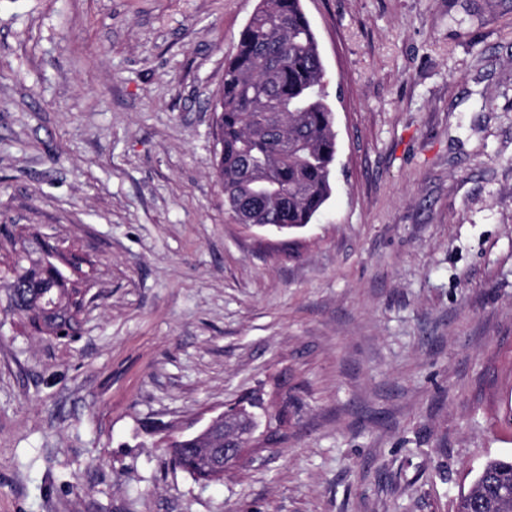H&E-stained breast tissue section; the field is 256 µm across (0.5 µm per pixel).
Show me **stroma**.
<instances>
[{"label": "stroma", "instance_id": "1", "mask_svg": "<svg viewBox=\"0 0 512 512\" xmlns=\"http://www.w3.org/2000/svg\"><path fill=\"white\" fill-rule=\"evenodd\" d=\"M259 0H0V512H453L512 377V0H302L333 192L293 242L215 176ZM78 255L72 340L2 315L19 235ZM285 378L218 481L160 441Z\"/></svg>", "mask_w": 512, "mask_h": 512}]
</instances>
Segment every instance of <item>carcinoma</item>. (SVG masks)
Instances as JSON below:
<instances>
[{"instance_id": "1", "label": "carcinoma", "mask_w": 512, "mask_h": 512, "mask_svg": "<svg viewBox=\"0 0 512 512\" xmlns=\"http://www.w3.org/2000/svg\"><path fill=\"white\" fill-rule=\"evenodd\" d=\"M216 125V173L229 215L301 232L332 194L337 153L325 69L302 0H259L225 61ZM8 290L9 311L35 332L78 333L84 294L50 261L22 258ZM495 429L512 437L511 398L499 406ZM165 447L179 449L189 475L200 469L199 439L184 435ZM454 512H512V455L487 458Z\"/></svg>"}]
</instances>
